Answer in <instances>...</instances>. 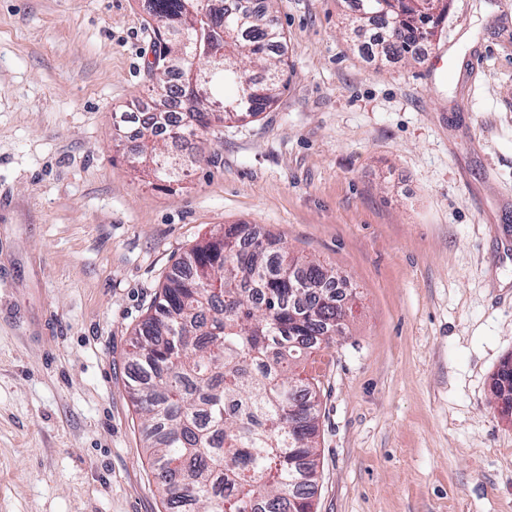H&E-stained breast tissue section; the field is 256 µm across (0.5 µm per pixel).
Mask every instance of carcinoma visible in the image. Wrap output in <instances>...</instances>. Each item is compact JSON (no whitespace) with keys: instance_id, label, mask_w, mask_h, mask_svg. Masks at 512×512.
I'll return each mask as SVG.
<instances>
[{"instance_id":"1","label":"carcinoma","mask_w":512,"mask_h":512,"mask_svg":"<svg viewBox=\"0 0 512 512\" xmlns=\"http://www.w3.org/2000/svg\"><path fill=\"white\" fill-rule=\"evenodd\" d=\"M148 0L153 26L149 72L182 74L197 55L206 95L183 88L178 123L160 106L130 148L176 181L199 161L224 121L255 117L287 87L285 36L272 10L242 0ZM393 18L383 53L418 58L449 0H383ZM188 152L165 155V137ZM334 272L293 257L247 224L195 245L166 277L131 338L129 390L149 432L146 445L166 512H313L318 383L293 369L327 348L339 315Z\"/></svg>"}]
</instances>
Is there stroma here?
Here are the masks:
<instances>
[{
	"mask_svg": "<svg viewBox=\"0 0 512 512\" xmlns=\"http://www.w3.org/2000/svg\"><path fill=\"white\" fill-rule=\"evenodd\" d=\"M145 0H0V512H165L132 332L228 224L334 268L314 512H512V0H451L446 65L374 55L347 0H275L288 86L179 181L133 167Z\"/></svg>",
	"mask_w": 512,
	"mask_h": 512,
	"instance_id": "35a3bbf8",
	"label": "stroma"
}]
</instances>
